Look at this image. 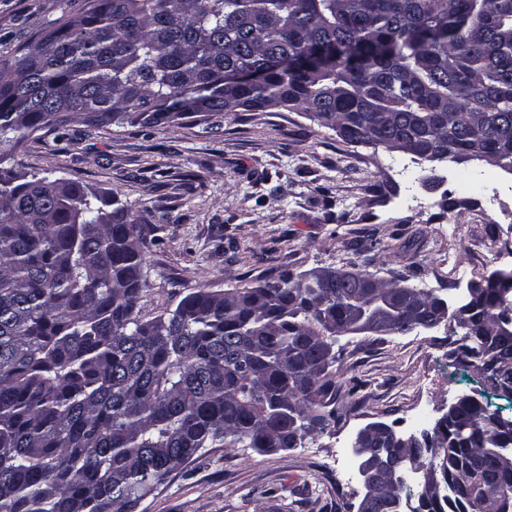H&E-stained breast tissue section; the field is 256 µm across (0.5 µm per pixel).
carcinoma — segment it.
Returning a JSON list of instances; mask_svg holds the SVG:
<instances>
[{"label":"carcinoma","mask_w":512,"mask_h":512,"mask_svg":"<svg viewBox=\"0 0 512 512\" xmlns=\"http://www.w3.org/2000/svg\"><path fill=\"white\" fill-rule=\"evenodd\" d=\"M204 91L205 119L288 109L347 144L477 151L512 172V0H83L0 66V164L76 120L174 126L172 104ZM154 232L115 192L0 168V512H134L204 448H295L361 386L336 368L337 336L366 310L410 334L443 302L366 256L368 294L287 271L148 316ZM507 312L490 288L448 319L511 373ZM492 422L458 399L438 452L466 491L430 512H499L512 431ZM373 447L399 470L423 462ZM409 494L390 488L377 512Z\"/></svg>","instance_id":"obj_1"}]
</instances>
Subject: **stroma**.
I'll list each match as a JSON object with an SVG mask.
<instances>
[{
    "label": "stroma",
    "instance_id": "35a3bbf8",
    "mask_svg": "<svg viewBox=\"0 0 512 512\" xmlns=\"http://www.w3.org/2000/svg\"><path fill=\"white\" fill-rule=\"evenodd\" d=\"M82 0H0V64ZM20 168L116 191L156 226L145 268L154 313L196 288L226 290L283 271L348 267L360 251L388 279L460 297L512 268L495 246L512 241V173L479 161L430 162L341 141L304 113L229 112L175 126L75 123L29 141ZM454 201V210L441 206ZM449 329L340 337L338 365L363 386L336 398L337 421L288 451L206 448L143 498L135 512H356L352 444L382 421L430 429L464 394L487 395L512 418V399L448 357Z\"/></svg>",
    "mask_w": 512,
    "mask_h": 512
}]
</instances>
